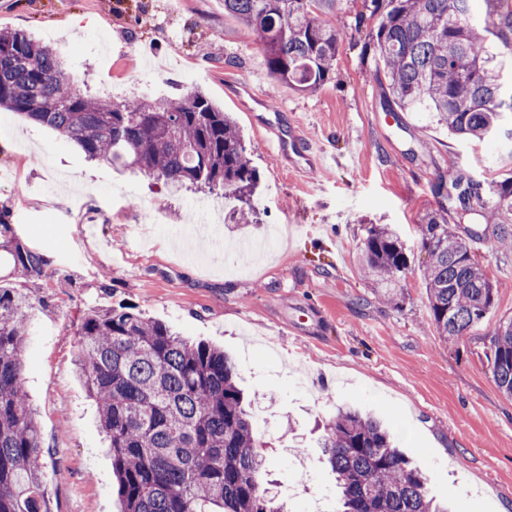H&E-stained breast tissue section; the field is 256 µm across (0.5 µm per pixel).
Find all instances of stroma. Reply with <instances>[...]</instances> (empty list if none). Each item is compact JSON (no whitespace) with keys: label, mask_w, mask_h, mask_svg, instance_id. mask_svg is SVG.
Masks as SVG:
<instances>
[{"label":"stroma","mask_w":512,"mask_h":512,"mask_svg":"<svg viewBox=\"0 0 512 512\" xmlns=\"http://www.w3.org/2000/svg\"><path fill=\"white\" fill-rule=\"evenodd\" d=\"M325 17L345 33L336 72L296 91L268 75L264 52L225 15L224 0H0V30L31 33L91 92L205 91L234 114L260 176L254 223L220 225L213 262H189L177 245L189 211L224 215L223 196L169 193L0 110V219L47 260L22 359L53 512H120L97 408L74 360L80 316L128 305L232 357L267 444L262 482L290 512L305 500L335 512L318 439L345 405L388 426L454 512H512V399L487 358L500 321L512 318V248L492 245L512 236L492 189L512 176V143L471 144L430 113L400 111L365 50L378 23L370 0H336ZM273 114L301 125L321 164L288 172L256 122ZM459 174L480 195L467 215L437 193ZM443 207L495 292L490 312L455 344L439 337L422 280L418 224ZM375 225L395 229L409 259L392 302L363 271ZM244 237L263 242L259 257L229 253Z\"/></svg>","instance_id":"35a3bbf8"}]
</instances>
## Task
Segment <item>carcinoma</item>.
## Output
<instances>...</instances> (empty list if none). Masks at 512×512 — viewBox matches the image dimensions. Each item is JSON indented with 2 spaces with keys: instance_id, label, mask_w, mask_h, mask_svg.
<instances>
[{
  "instance_id": "carcinoma-1",
  "label": "carcinoma",
  "mask_w": 512,
  "mask_h": 512,
  "mask_svg": "<svg viewBox=\"0 0 512 512\" xmlns=\"http://www.w3.org/2000/svg\"><path fill=\"white\" fill-rule=\"evenodd\" d=\"M334 0H224V13L262 46L267 73L297 91L332 75L343 32L317 12ZM380 15L372 50L375 73L400 109L432 112L469 143L504 133L512 139V0H371ZM0 108L60 132L89 157L160 179L172 191L220 189L241 203L231 217L253 215L259 174L235 118L206 94L119 101L83 90L53 50L20 30L0 31ZM497 208L512 215V178L496 183ZM429 255L423 281L441 338L467 335L494 306L493 286L441 211L419 224ZM0 250L27 283L46 260L9 235ZM366 271L386 284L408 268L397 233L373 228ZM32 302L0 284V512H52L42 480L43 439L27 401L21 354ZM78 381L96 401L109 439L121 512H287L265 493V461L224 351L190 344L134 306L91 309L77 326ZM499 390L512 398V318L490 340ZM336 481V512H447L427 479L372 417L340 409L320 442Z\"/></svg>"
}]
</instances>
